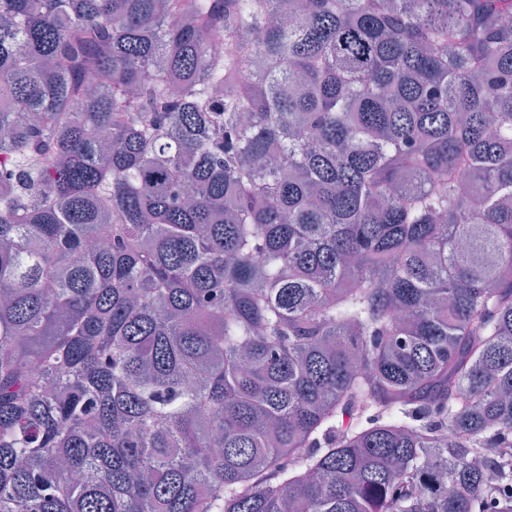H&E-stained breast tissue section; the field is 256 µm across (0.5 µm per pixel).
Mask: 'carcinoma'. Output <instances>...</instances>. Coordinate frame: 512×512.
I'll list each match as a JSON object with an SVG mask.
<instances>
[{
	"label": "carcinoma",
	"mask_w": 512,
	"mask_h": 512,
	"mask_svg": "<svg viewBox=\"0 0 512 512\" xmlns=\"http://www.w3.org/2000/svg\"><path fill=\"white\" fill-rule=\"evenodd\" d=\"M0 512H512V0H0Z\"/></svg>",
	"instance_id": "1"
}]
</instances>
